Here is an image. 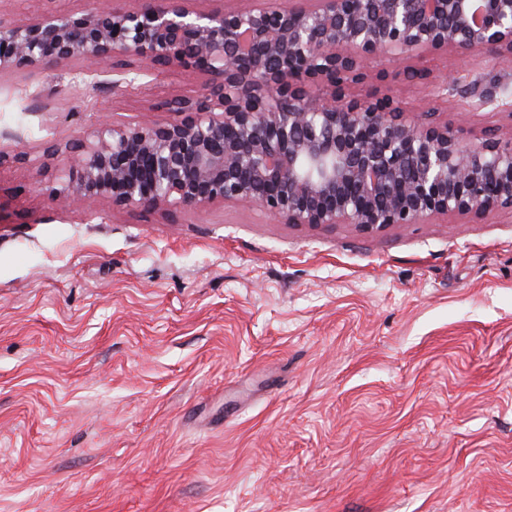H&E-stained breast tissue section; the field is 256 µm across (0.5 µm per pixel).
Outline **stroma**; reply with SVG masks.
<instances>
[{"mask_svg": "<svg viewBox=\"0 0 512 512\" xmlns=\"http://www.w3.org/2000/svg\"><path fill=\"white\" fill-rule=\"evenodd\" d=\"M96 0H0L15 21ZM426 80L512 63L431 53ZM409 116L463 144L512 127V93ZM68 66L0 77V512H512V214L365 232L236 204L165 218L48 197L50 142L166 120L194 88H118ZM27 152V163L14 153Z\"/></svg>", "mask_w": 512, "mask_h": 512, "instance_id": "stroma-1", "label": "stroma"}]
</instances>
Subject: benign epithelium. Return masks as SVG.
I'll return each instance as SVG.
<instances>
[{
	"instance_id": "7a95c632",
	"label": "benign epithelium",
	"mask_w": 512,
	"mask_h": 512,
	"mask_svg": "<svg viewBox=\"0 0 512 512\" xmlns=\"http://www.w3.org/2000/svg\"><path fill=\"white\" fill-rule=\"evenodd\" d=\"M26 22L0 16V74L81 62L131 85L133 61L195 74L152 106L173 120L112 124L49 144L51 194L171 216L216 203L283 224L366 232L435 215L512 212V130L464 146L448 123L410 119L394 97L356 94L369 64L424 53L512 59V0H98Z\"/></svg>"
}]
</instances>
